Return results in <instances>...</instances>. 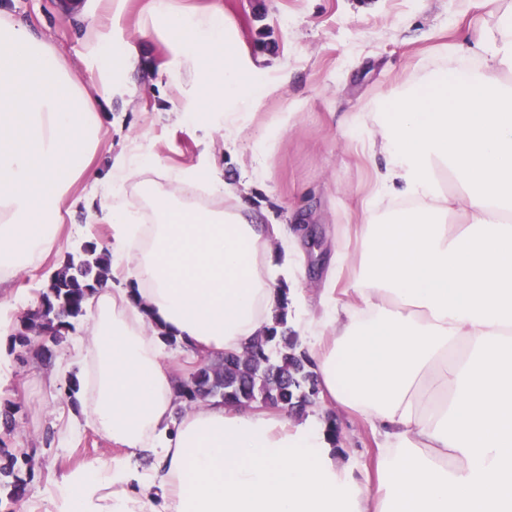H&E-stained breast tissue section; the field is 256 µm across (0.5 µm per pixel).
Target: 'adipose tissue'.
I'll return each instance as SVG.
<instances>
[{"mask_svg": "<svg viewBox=\"0 0 512 512\" xmlns=\"http://www.w3.org/2000/svg\"><path fill=\"white\" fill-rule=\"evenodd\" d=\"M103 3L88 26L100 73L85 78L0 18V283L94 239L90 224L59 234L78 181L102 182L111 237L109 279L86 306L90 342L61 356L84 421L125 454L62 477L44 512H512V9L472 40L479 69L432 71L382 104L375 177L397 206L365 205L350 300L337 295L344 250L315 302L290 299L320 379L313 414L292 418L213 401L175 411L166 336L195 358L243 352L273 326L299 248L211 155L140 183L159 165L143 133L100 181L106 77L140 62L108 52L102 32L127 0ZM144 12L135 38L163 27L167 68L191 74L175 123L237 137L267 89L241 64L233 18L219 0L190 12L148 0ZM198 185L223 207L191 204ZM336 407L370 424L375 471L337 452L323 421Z\"/></svg>", "mask_w": 512, "mask_h": 512, "instance_id": "adipose-tissue-1", "label": "adipose tissue"}]
</instances>
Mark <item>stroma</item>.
Masks as SVG:
<instances>
[{
    "mask_svg": "<svg viewBox=\"0 0 512 512\" xmlns=\"http://www.w3.org/2000/svg\"><path fill=\"white\" fill-rule=\"evenodd\" d=\"M146 0H130L112 27V45L137 52L141 63L125 77L135 99L114 94L102 104L104 138L94 165L107 171L131 138L150 132L151 147L163 166L184 168L214 152L225 180L267 212L270 224L304 217V269L300 286L321 288L337 247L355 251L350 230L366 201L385 212L389 200L372 198L373 170L365 144L375 129L378 105L396 88L426 73L460 72L479 62L461 47L466 36L497 24L496 11L481 0H223L238 21L249 66L274 91L252 109L241 133L212 142L189 125L176 124L175 104L164 66V39H129ZM99 0H0V17L27 25L48 39L66 65L86 74L98 59L87 26ZM290 121L273 146H265L271 122L281 113ZM63 361L42 363L14 353L10 378L0 388V410L11 407L16 426L0 431V442L31 459L27 506L38 508L46 490L80 467L120 456L121 448L74 417L63 379ZM336 446L373 465L377 445L357 415L333 410ZM21 502L0 490V512H21Z\"/></svg>",
    "mask_w": 512,
    "mask_h": 512,
    "instance_id": "1",
    "label": "stroma"
}]
</instances>
